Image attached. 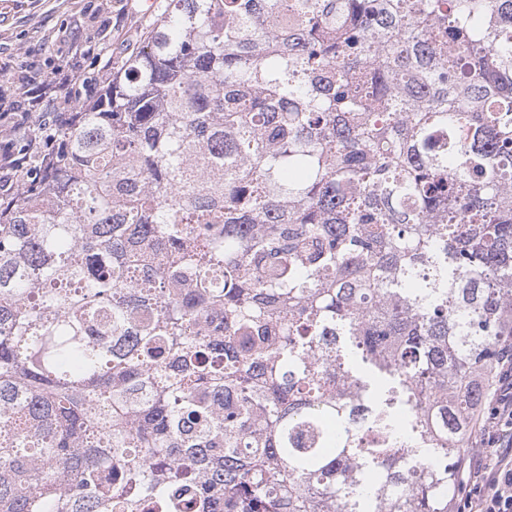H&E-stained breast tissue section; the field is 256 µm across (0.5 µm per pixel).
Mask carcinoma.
<instances>
[{"label": "carcinoma", "mask_w": 512, "mask_h": 512, "mask_svg": "<svg viewBox=\"0 0 512 512\" xmlns=\"http://www.w3.org/2000/svg\"><path fill=\"white\" fill-rule=\"evenodd\" d=\"M0 201V512H448L512 351V0H164Z\"/></svg>", "instance_id": "carcinoma-1"}]
</instances>
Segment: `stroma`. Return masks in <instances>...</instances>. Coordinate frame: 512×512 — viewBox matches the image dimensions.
Listing matches in <instances>:
<instances>
[{
  "mask_svg": "<svg viewBox=\"0 0 512 512\" xmlns=\"http://www.w3.org/2000/svg\"><path fill=\"white\" fill-rule=\"evenodd\" d=\"M146 0H0V66L8 69L16 95L27 98L22 66L46 75L80 62L89 83L101 81L96 58L77 59L85 38H93L115 60L137 47L141 29L152 20Z\"/></svg>",
  "mask_w": 512,
  "mask_h": 512,
  "instance_id": "35a3bbf8",
  "label": "stroma"
}]
</instances>
